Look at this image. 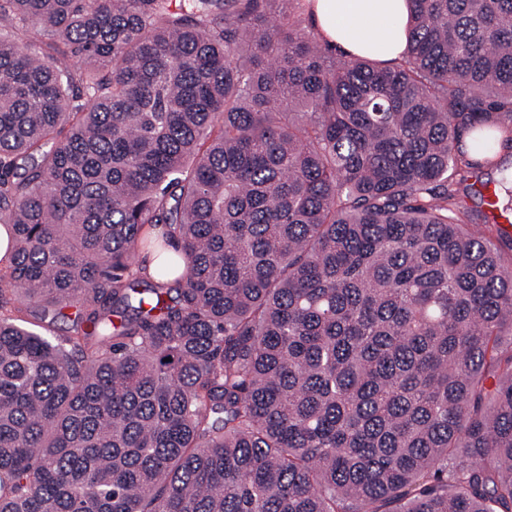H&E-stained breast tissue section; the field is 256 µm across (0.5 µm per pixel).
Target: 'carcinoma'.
Here are the masks:
<instances>
[{"label": "carcinoma", "mask_w": 512, "mask_h": 512, "mask_svg": "<svg viewBox=\"0 0 512 512\" xmlns=\"http://www.w3.org/2000/svg\"><path fill=\"white\" fill-rule=\"evenodd\" d=\"M172 2L0 0V512H512V0ZM307 2L320 36L336 49L333 56L343 51L388 63L402 57L409 31L406 0ZM460 184L457 186V201L461 209L468 211L473 219L472 225L480 229L483 234L493 241L501 245L511 237L512 223L503 218H497L499 224L495 222V215L487 209V206L481 201L480 195L487 196L490 190H494L497 186L498 173L495 169L484 168L481 170L464 172L461 176ZM474 184L473 186H471ZM493 215V216H492ZM494 217V218H493ZM510 224V228L505 227ZM40 313L41 306L38 303H32L28 305L26 312L24 314V318L31 323L36 325H40V327H36L37 330L48 336H67L69 335V327L71 326V321L69 319H57L55 322L48 324V321L41 322L40 321ZM44 326V327H41Z\"/></svg>", "instance_id": "cac0c4a2"}]
</instances>
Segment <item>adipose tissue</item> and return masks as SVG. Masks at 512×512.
Returning <instances> with one entry per match:
<instances>
[{
    "instance_id": "ef3b65f1",
    "label": "adipose tissue",
    "mask_w": 512,
    "mask_h": 512,
    "mask_svg": "<svg viewBox=\"0 0 512 512\" xmlns=\"http://www.w3.org/2000/svg\"><path fill=\"white\" fill-rule=\"evenodd\" d=\"M322 38L332 47L388 63L407 45V0H308Z\"/></svg>"
}]
</instances>
